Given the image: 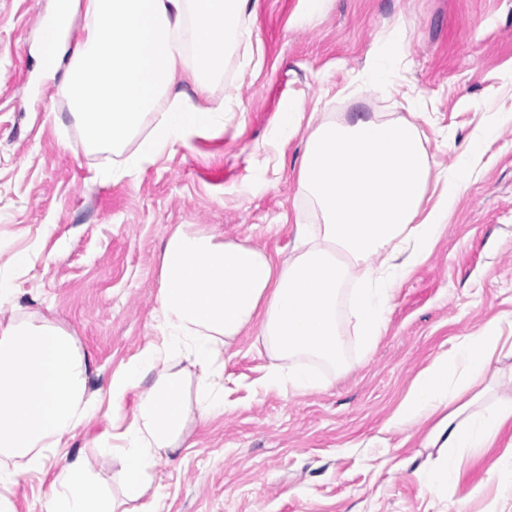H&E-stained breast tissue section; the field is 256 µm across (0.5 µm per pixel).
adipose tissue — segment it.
<instances>
[{"label": "adipose tissue", "instance_id": "adipose-tissue-1", "mask_svg": "<svg viewBox=\"0 0 512 512\" xmlns=\"http://www.w3.org/2000/svg\"><path fill=\"white\" fill-rule=\"evenodd\" d=\"M257 2L58 0L41 31L40 65L62 69L57 93L85 147L121 155L112 169L121 176L223 124L224 102L202 107L194 98L208 96L234 23ZM78 15L82 37L71 52ZM185 81L192 92L182 90ZM303 124L309 133L297 182L316 223L296 225L283 258L190 224L171 231L159 269V334L109 384L112 439L103 451L122 463L121 491L112 493L78 456L55 474L43 512H130L136 501L152 512L143 499L155 462L182 448L189 422L223 414L224 353L247 326H257L270 360L267 384L298 393L324 387L315 366L346 368L344 324L363 346L375 345L400 281L431 255L470 178L468 157L496 132L486 125L466 144L463 163L438 170L406 118L357 112L308 121L292 102L275 133L287 140ZM135 137L138 148L125 152ZM504 347L501 321L488 322L423 371L394 414L395 426L434 418L426 444L444 456L432 483L452 478L457 449L487 447L512 419L511 402L484 403L490 360ZM91 368L75 336L54 322L29 314L0 324L1 487L43 473L48 451L96 415ZM133 391L138 407L127 422L119 411Z\"/></svg>", "mask_w": 512, "mask_h": 512}]
</instances>
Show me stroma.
Instances as JSON below:
<instances>
[{"label": "stroma", "instance_id": "1", "mask_svg": "<svg viewBox=\"0 0 512 512\" xmlns=\"http://www.w3.org/2000/svg\"><path fill=\"white\" fill-rule=\"evenodd\" d=\"M54 0H0V271L15 297L0 321L34 313L76 337L90 357L99 412L65 436L47 475L0 490L13 512H42L65 461L85 455L112 491L120 462L94 448L112 432L113 372L157 334L160 257L180 224L270 255H287L294 226L314 223L297 170L307 128L274 136L294 100L304 112L428 113L437 166L455 164L493 111L512 113V0H259L231 38L210 95H231L221 129L193 137L118 179L114 156L84 147L37 65L40 21ZM401 40L392 93L364 89L371 55ZM258 44L261 68L249 62ZM471 177L429 258L395 293L370 352L347 351L322 389L265 385L269 359L246 327L224 353L222 416L190 423L184 448L155 465L157 512H512V430L458 456V476L433 487V419L388 421L417 376L466 336L512 314V123L469 160ZM29 255L15 268L11 257Z\"/></svg>", "mask_w": 512, "mask_h": 512}]
</instances>
